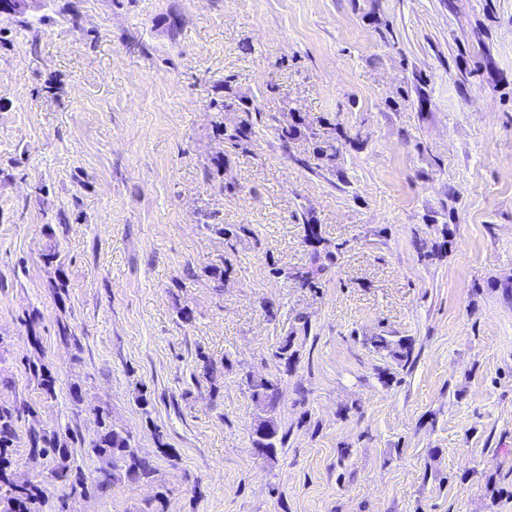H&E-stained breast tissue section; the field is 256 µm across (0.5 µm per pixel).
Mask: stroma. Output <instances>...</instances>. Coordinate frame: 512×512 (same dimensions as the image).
Wrapping results in <instances>:
<instances>
[{
  "label": "stroma",
  "mask_w": 512,
  "mask_h": 512,
  "mask_svg": "<svg viewBox=\"0 0 512 512\" xmlns=\"http://www.w3.org/2000/svg\"><path fill=\"white\" fill-rule=\"evenodd\" d=\"M228 90L262 112L245 153L215 129L241 118L210 106ZM0 338V397L38 407L20 473L49 466L35 427L95 479L96 408L155 468L66 512H512V0L0 15ZM27 370L32 378L37 381L39 388L46 398H54L56 379L52 373L41 363L27 362Z\"/></svg>",
  "instance_id": "stroma-1"
}]
</instances>
